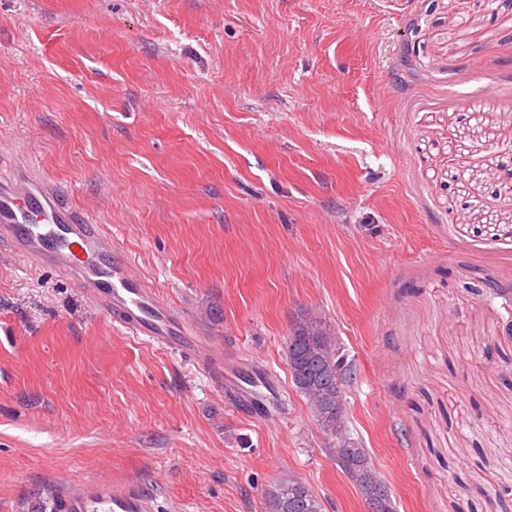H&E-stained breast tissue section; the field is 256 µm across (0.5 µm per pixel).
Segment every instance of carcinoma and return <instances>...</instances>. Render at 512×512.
Returning <instances> with one entry per match:
<instances>
[{
    "mask_svg": "<svg viewBox=\"0 0 512 512\" xmlns=\"http://www.w3.org/2000/svg\"><path fill=\"white\" fill-rule=\"evenodd\" d=\"M286 354L292 385L305 398L322 432L331 438L329 451L336 463L358 489L365 483L379 484L383 493L378 512H395L385 481L373 464L364 463L366 449L340 452L342 448H354L348 437L344 388L354 380L355 371L340 354L335 336L321 319L304 314L290 330ZM265 498L269 512H323L321 500L291 475L272 485Z\"/></svg>",
    "mask_w": 512,
    "mask_h": 512,
    "instance_id": "cac0c4a2",
    "label": "carcinoma"
}]
</instances>
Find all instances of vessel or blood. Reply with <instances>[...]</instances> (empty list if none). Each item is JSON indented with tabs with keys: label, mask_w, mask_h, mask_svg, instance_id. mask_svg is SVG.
I'll use <instances>...</instances> for the list:
<instances>
[{
	"label": "vessel or blood",
	"mask_w": 512,
	"mask_h": 512,
	"mask_svg": "<svg viewBox=\"0 0 512 512\" xmlns=\"http://www.w3.org/2000/svg\"><path fill=\"white\" fill-rule=\"evenodd\" d=\"M0 246L81 288L113 321L158 346L214 364L211 346L145 278L135 260L93 211L53 188L24 151L0 168ZM57 512H157L141 483L100 478L70 480L55 491Z\"/></svg>",
	"instance_id": "1"
}]
</instances>
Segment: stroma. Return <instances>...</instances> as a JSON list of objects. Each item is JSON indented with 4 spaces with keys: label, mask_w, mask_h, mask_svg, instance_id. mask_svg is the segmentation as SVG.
<instances>
[{
    "label": "stroma",
    "mask_w": 512,
    "mask_h": 512,
    "mask_svg": "<svg viewBox=\"0 0 512 512\" xmlns=\"http://www.w3.org/2000/svg\"><path fill=\"white\" fill-rule=\"evenodd\" d=\"M0 140L286 401L0 259V512L86 477L268 512L288 473L367 512L292 387L303 310L395 512H512V0H0Z\"/></svg>",
    "instance_id": "obj_1"
}]
</instances>
